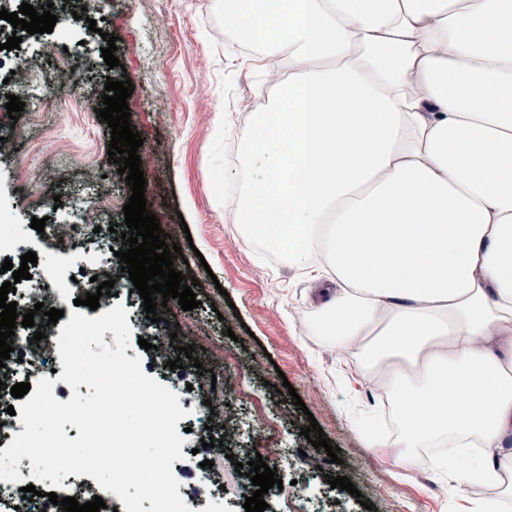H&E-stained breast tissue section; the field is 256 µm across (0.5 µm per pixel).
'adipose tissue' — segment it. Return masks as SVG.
Instances as JSON below:
<instances>
[{
  "mask_svg": "<svg viewBox=\"0 0 512 512\" xmlns=\"http://www.w3.org/2000/svg\"><path fill=\"white\" fill-rule=\"evenodd\" d=\"M254 67L231 219L333 274L306 328L381 369L392 440L480 448L512 501V0H224ZM281 229L267 238L268 226Z\"/></svg>",
  "mask_w": 512,
  "mask_h": 512,
  "instance_id": "adipose-tissue-1",
  "label": "adipose tissue"
}]
</instances>
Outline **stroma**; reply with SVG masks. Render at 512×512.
I'll return each mask as SVG.
<instances>
[{"label": "stroma", "instance_id": "stroma-1", "mask_svg": "<svg viewBox=\"0 0 512 512\" xmlns=\"http://www.w3.org/2000/svg\"><path fill=\"white\" fill-rule=\"evenodd\" d=\"M54 2L52 32L23 35L19 48L0 50V135L18 145L15 155L0 156V211L16 233L0 252V264H20L32 251L38 261L69 269L68 254L41 240L31 220L98 223L91 200L99 196L112 198L110 220L117 225L99 242L101 261H113L115 250L125 247L114 234L127 229L123 207L130 191L108 159L110 129L96 111L106 80L131 79L127 103L143 140L138 153L146 208L189 257L191 274L210 271L219 281L199 294L198 308L172 304L165 330L194 345L184 368L198 361L217 374L233 372L246 390L226 398L233 458L222 447L204 448L195 436L187 438L190 453L180 465L192 512H245L255 487L235 465L246 462V450L256 444L252 422L264 416L273 419L268 437L281 450L267 464L293 479L280 496L265 494L266 512H458L476 502L472 485L449 479L437 460L420 456L405 469L395 462V448L372 447L364 424L383 412L371 381L350 356L301 325L321 300L319 282L287 260L243 245L216 207L230 167L228 145L242 133L239 104L252 98L262 78L224 49V0H112L102 18L90 0ZM80 10L86 19H74ZM106 32L117 38L121 65L114 69L101 53ZM75 69L86 80L73 92L67 82ZM35 83L50 88L42 111L24 109L11 122L8 96L27 99ZM57 195L72 208L54 209ZM286 382L293 393L282 392ZM297 396L302 406L294 405ZM313 419L339 448V463L327 462L325 450L301 436ZM207 459L221 488L216 502L192 495ZM331 475L350 478L358 496L331 487ZM366 500L371 508H363Z\"/></svg>", "mask_w": 512, "mask_h": 512}]
</instances>
